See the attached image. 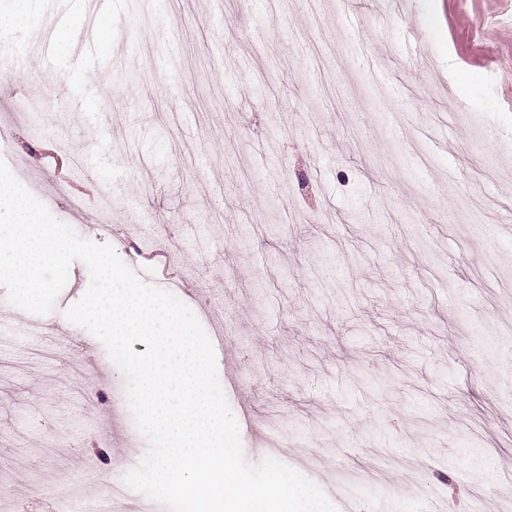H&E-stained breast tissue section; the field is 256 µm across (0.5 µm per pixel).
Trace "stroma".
<instances>
[{"label":"stroma","instance_id":"35a3bbf8","mask_svg":"<svg viewBox=\"0 0 512 512\" xmlns=\"http://www.w3.org/2000/svg\"><path fill=\"white\" fill-rule=\"evenodd\" d=\"M360 2L386 31L343 0H112L104 79L57 50L65 86L0 40V157L158 287L165 249L206 332L222 300L248 462L339 512H512V0ZM5 296L0 512H53L147 442L102 343L27 339Z\"/></svg>","mask_w":512,"mask_h":512}]
</instances>
